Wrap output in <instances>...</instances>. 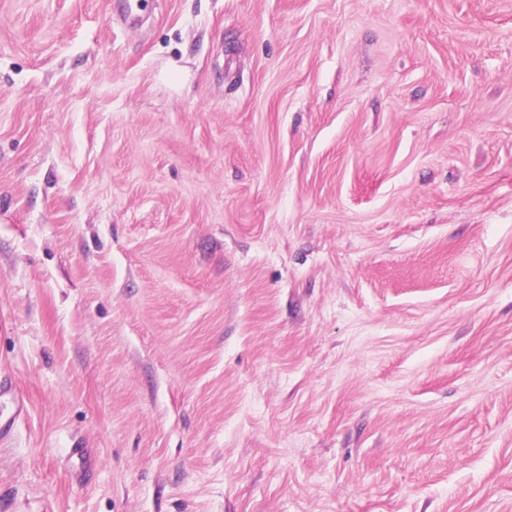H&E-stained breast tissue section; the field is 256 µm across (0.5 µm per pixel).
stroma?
<instances>
[{
  "label": "stroma",
  "mask_w": 512,
  "mask_h": 512,
  "mask_svg": "<svg viewBox=\"0 0 512 512\" xmlns=\"http://www.w3.org/2000/svg\"><path fill=\"white\" fill-rule=\"evenodd\" d=\"M0 0V512H512V0Z\"/></svg>",
  "instance_id": "1"
}]
</instances>
